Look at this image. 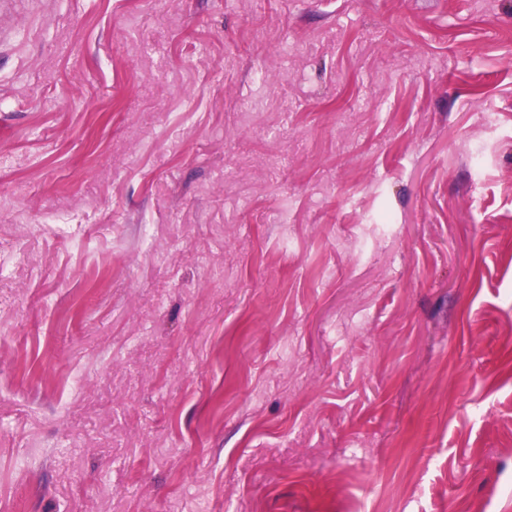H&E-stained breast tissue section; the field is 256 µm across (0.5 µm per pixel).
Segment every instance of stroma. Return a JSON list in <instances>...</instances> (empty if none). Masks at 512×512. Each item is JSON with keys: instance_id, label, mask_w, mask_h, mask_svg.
Listing matches in <instances>:
<instances>
[{"instance_id": "stroma-1", "label": "stroma", "mask_w": 512, "mask_h": 512, "mask_svg": "<svg viewBox=\"0 0 512 512\" xmlns=\"http://www.w3.org/2000/svg\"><path fill=\"white\" fill-rule=\"evenodd\" d=\"M0 512H512L506 0H14Z\"/></svg>"}]
</instances>
